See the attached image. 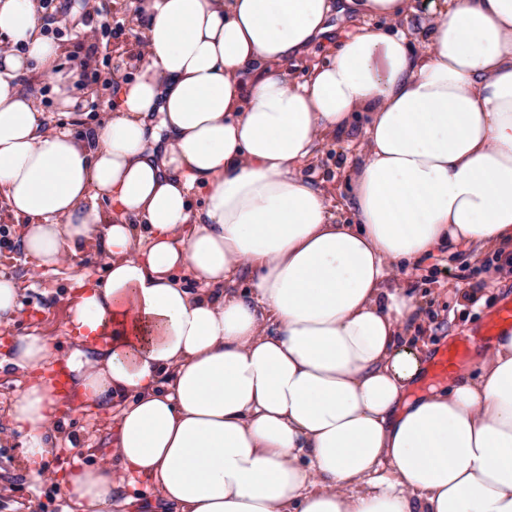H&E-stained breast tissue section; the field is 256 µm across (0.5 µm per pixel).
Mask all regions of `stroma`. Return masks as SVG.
<instances>
[{
    "instance_id": "stroma-1",
    "label": "stroma",
    "mask_w": 512,
    "mask_h": 512,
    "mask_svg": "<svg viewBox=\"0 0 512 512\" xmlns=\"http://www.w3.org/2000/svg\"><path fill=\"white\" fill-rule=\"evenodd\" d=\"M45 32L62 41L69 57H83L92 66L79 85V103L74 111L58 107L52 82L42 75L22 77L31 86L32 97L50 129L82 133L104 113L115 111L110 80L115 74L132 75L133 57L144 49L142 29L122 0H99L88 10L86 0H44ZM361 138H339L319 143L315 158L304 175L333 195L340 205V219L351 224V171L362 151ZM496 257L476 265L464 247L440 250L399 278L402 288L419 302L418 318L406 336L429 344L437 351L476 333L489 314L502 302L512 300V276H493ZM103 251L85 249L65 257L56 270L37 269L22 249L19 226L0 207V273L20 281L22 309L10 328H0V356L8 354L14 338L38 331L49 338L55 355L67 357L72 343L66 334L68 311L76 297L75 277L95 281L105 274ZM16 377L0 372V512H65L68 501L63 477L80 468L111 462L112 449L104 425L111 410H78L76 404L59 406L54 418L65 438L44 464L42 482H31L20 464L17 437L7 431L8 403L16 389Z\"/></svg>"
}]
</instances>
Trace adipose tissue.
I'll return each mask as SVG.
<instances>
[{
  "mask_svg": "<svg viewBox=\"0 0 512 512\" xmlns=\"http://www.w3.org/2000/svg\"><path fill=\"white\" fill-rule=\"evenodd\" d=\"M130 6L147 52L77 135L47 130L18 79L38 70L70 109L83 63L61 69L40 0H0V200L37 267L109 256L70 307L66 365L81 405H115L114 454L65 476L69 512H512V330L476 375L420 391L429 352L402 334L418 304L390 272L446 244L512 262V0H444L418 52L375 24L410 0ZM337 17L353 27L331 61L293 81L283 63ZM358 113L341 224L302 168ZM53 358L29 333L6 359L35 482L61 442Z\"/></svg>",
  "mask_w": 512,
  "mask_h": 512,
  "instance_id": "adipose-tissue-1",
  "label": "adipose tissue"
}]
</instances>
